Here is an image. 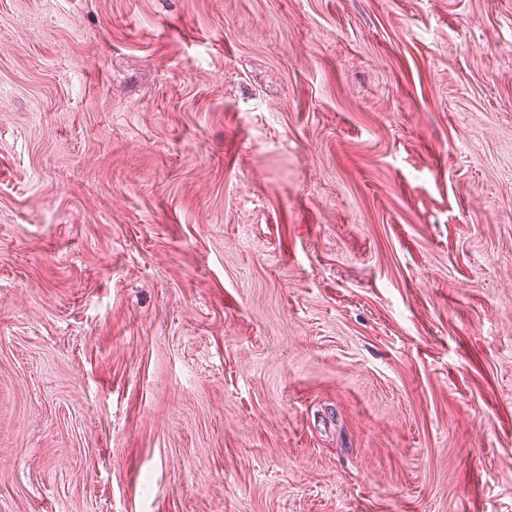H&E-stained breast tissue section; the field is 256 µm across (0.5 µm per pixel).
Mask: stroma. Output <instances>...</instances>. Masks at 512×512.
<instances>
[{
    "instance_id": "1",
    "label": "stroma",
    "mask_w": 512,
    "mask_h": 512,
    "mask_svg": "<svg viewBox=\"0 0 512 512\" xmlns=\"http://www.w3.org/2000/svg\"><path fill=\"white\" fill-rule=\"evenodd\" d=\"M0 512H512V0H0Z\"/></svg>"
}]
</instances>
